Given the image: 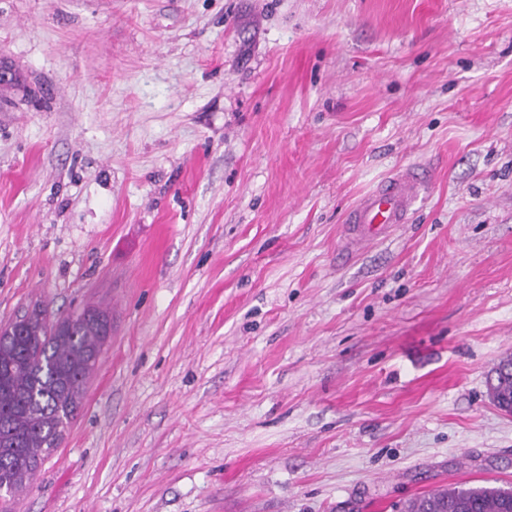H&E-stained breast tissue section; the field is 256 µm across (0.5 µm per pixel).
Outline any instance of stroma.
Returning a JSON list of instances; mask_svg holds the SVG:
<instances>
[{
    "instance_id": "1",
    "label": "stroma",
    "mask_w": 512,
    "mask_h": 512,
    "mask_svg": "<svg viewBox=\"0 0 512 512\" xmlns=\"http://www.w3.org/2000/svg\"><path fill=\"white\" fill-rule=\"evenodd\" d=\"M0 60V322L112 321L10 512L512 486V0H0ZM407 166V222L342 255ZM428 183L418 167L397 171L375 191L363 197L349 212L345 227V248L353 250L386 238L408 215ZM489 399L503 412L512 414V356L502 358L487 377Z\"/></svg>"
}]
</instances>
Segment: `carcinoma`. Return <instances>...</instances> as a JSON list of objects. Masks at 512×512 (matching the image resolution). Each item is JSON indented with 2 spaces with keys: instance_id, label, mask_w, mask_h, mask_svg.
<instances>
[{
  "instance_id": "cac0c4a2",
  "label": "carcinoma",
  "mask_w": 512,
  "mask_h": 512,
  "mask_svg": "<svg viewBox=\"0 0 512 512\" xmlns=\"http://www.w3.org/2000/svg\"><path fill=\"white\" fill-rule=\"evenodd\" d=\"M90 312L61 329L43 309L25 334L0 335V486L11 497L30 485L83 404L110 323L106 312ZM487 392L501 411L512 414V357L490 371ZM400 512H512V488L436 489L404 502Z\"/></svg>"
}]
</instances>
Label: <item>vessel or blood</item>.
Instances as JSON below:
<instances>
[{
	"instance_id": "obj_1",
	"label": "vessel or blood",
	"mask_w": 512,
	"mask_h": 512,
	"mask_svg": "<svg viewBox=\"0 0 512 512\" xmlns=\"http://www.w3.org/2000/svg\"><path fill=\"white\" fill-rule=\"evenodd\" d=\"M427 183L426 172L410 166L397 171L363 197L347 216L346 249L382 240L396 225L405 223Z\"/></svg>"
}]
</instances>
